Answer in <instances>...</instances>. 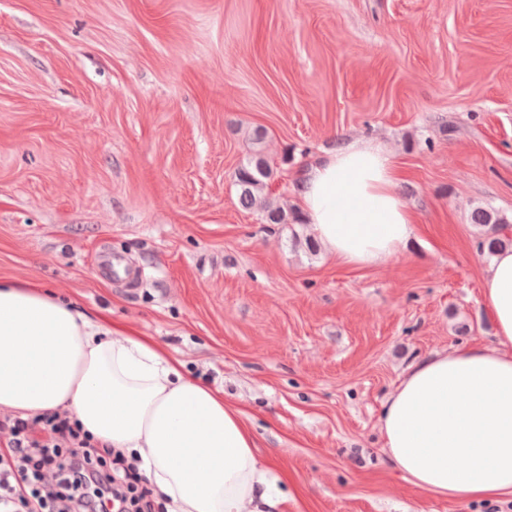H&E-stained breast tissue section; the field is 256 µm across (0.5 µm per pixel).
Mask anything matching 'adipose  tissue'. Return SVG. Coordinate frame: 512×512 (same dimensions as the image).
Returning <instances> with one entry per match:
<instances>
[{
    "label": "adipose tissue",
    "instance_id": "ef3b65f1",
    "mask_svg": "<svg viewBox=\"0 0 512 512\" xmlns=\"http://www.w3.org/2000/svg\"><path fill=\"white\" fill-rule=\"evenodd\" d=\"M387 146L360 138L294 178L302 219L336 263L387 264L416 232ZM482 298L493 343L435 351L383 402V448L422 491L460 501L512 494V249L492 256ZM135 336L41 287L0 282V408L69 411L134 461L166 512H277L274 458L260 459L247 412Z\"/></svg>",
    "mask_w": 512,
    "mask_h": 512
}]
</instances>
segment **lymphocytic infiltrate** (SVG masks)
I'll use <instances>...</instances> for the list:
<instances>
[{"mask_svg":"<svg viewBox=\"0 0 512 512\" xmlns=\"http://www.w3.org/2000/svg\"><path fill=\"white\" fill-rule=\"evenodd\" d=\"M0 512H157L146 477L66 412L0 416Z\"/></svg>","mask_w":512,"mask_h":512,"instance_id":"f902f5d3","label":"lymphocytic infiltrate"}]
</instances>
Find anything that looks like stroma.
Segmentation results:
<instances>
[{
    "label": "stroma",
    "instance_id": "obj_1",
    "mask_svg": "<svg viewBox=\"0 0 512 512\" xmlns=\"http://www.w3.org/2000/svg\"><path fill=\"white\" fill-rule=\"evenodd\" d=\"M356 137L393 149L419 221L387 264H336L240 205L254 152L291 213L286 175ZM478 207L512 222V0H0V280L239 402L305 512L512 504L419 490L379 431L409 365L494 339Z\"/></svg>",
    "mask_w": 512,
    "mask_h": 512
}]
</instances>
